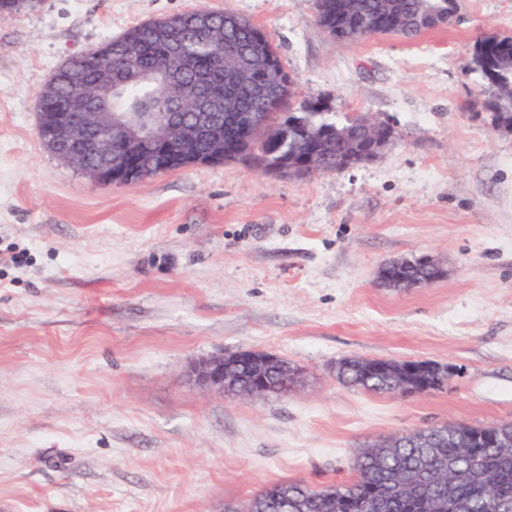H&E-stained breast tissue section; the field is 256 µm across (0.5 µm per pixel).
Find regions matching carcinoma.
Wrapping results in <instances>:
<instances>
[{
	"instance_id": "obj_1",
	"label": "carcinoma",
	"mask_w": 512,
	"mask_h": 512,
	"mask_svg": "<svg viewBox=\"0 0 512 512\" xmlns=\"http://www.w3.org/2000/svg\"><path fill=\"white\" fill-rule=\"evenodd\" d=\"M228 14V10L209 13V22L216 30L211 44L199 42L192 27L185 24L167 28L162 38L158 26L164 22L145 21L103 43L101 57L77 58L72 67L83 70L93 64L110 73L125 60L144 69L158 66L176 80L167 84L131 83L112 98V110L159 116L171 111L173 98L180 96L188 112L198 93L194 73L183 69L180 56L170 51L169 44L179 43L199 66L209 65L226 39L251 47L258 28L252 24L235 28L227 21ZM480 43L482 55L473 62L481 71L485 58L512 54V37L491 34ZM493 87L495 110L511 119L512 67ZM89 100V90L62 82L54 95L44 98L43 107L47 112H75ZM179 168L181 165L163 162L144 149L131 170L129 184ZM337 375L351 387L378 394H392L399 388L408 394H427L448 385V371L434 367L431 361L425 371L405 375L394 359L344 358L338 363ZM462 428L469 439L466 445L448 423L424 428L420 441L405 434L368 445L357 452L352 480L316 491L302 482L267 486L251 500L247 512H512V447L494 448L486 440L498 429H512V422L464 424Z\"/></svg>"
}]
</instances>
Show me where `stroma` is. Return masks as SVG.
Masks as SVG:
<instances>
[{
	"label": "stroma",
	"instance_id": "35a3bbf8",
	"mask_svg": "<svg viewBox=\"0 0 512 512\" xmlns=\"http://www.w3.org/2000/svg\"><path fill=\"white\" fill-rule=\"evenodd\" d=\"M202 8L263 29L297 100L389 124L392 143L306 177L229 161L125 186L41 142L58 66ZM490 32L512 35V0H459L413 40H336L313 0H39L0 20V512H246L273 483L351 478L378 440L512 421V131L473 63ZM424 254L441 280L379 283L382 264ZM248 350L300 386L228 398L186 377ZM354 356L458 373L374 394L338 380Z\"/></svg>",
	"mask_w": 512,
	"mask_h": 512
}]
</instances>
